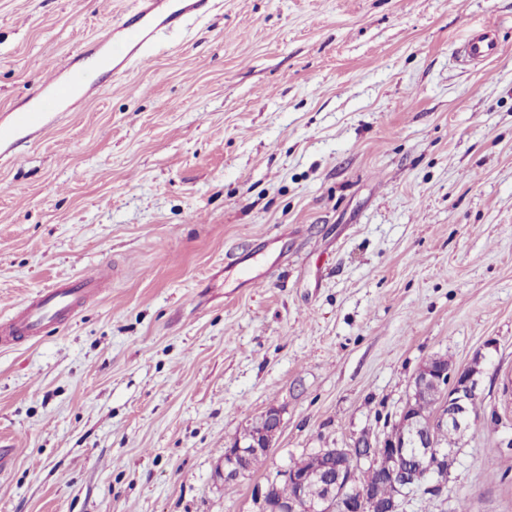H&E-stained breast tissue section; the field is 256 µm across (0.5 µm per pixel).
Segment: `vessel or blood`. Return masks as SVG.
Here are the masks:
<instances>
[{"label": "vessel or blood", "mask_w": 512, "mask_h": 512, "mask_svg": "<svg viewBox=\"0 0 512 512\" xmlns=\"http://www.w3.org/2000/svg\"><path fill=\"white\" fill-rule=\"evenodd\" d=\"M214 0H135L111 28L86 42L63 68H53L50 78L39 84L27 100L0 114V144L13 146L17 134L34 136L49 124L52 114L67 110L79 93H91L84 62L94 58L106 75H124L132 64L144 62L157 42L179 30L191 19L208 13ZM466 54L473 59L491 57L497 52L488 33L471 35L464 43ZM99 276L92 275L71 286H54L33 298L16 318L0 328L5 338H37L52 324L60 325L74 316Z\"/></svg>", "instance_id": "1"}]
</instances>
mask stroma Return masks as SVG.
Instances as JSON below:
<instances>
[{
    "label": "stroma",
    "mask_w": 512,
    "mask_h": 512,
    "mask_svg": "<svg viewBox=\"0 0 512 512\" xmlns=\"http://www.w3.org/2000/svg\"><path fill=\"white\" fill-rule=\"evenodd\" d=\"M131 3L0 0V113ZM88 272L0 342V512H257L434 356L480 364L478 418L403 512H512V0H221L0 161V320ZM464 50L470 58L484 59L497 53V44L487 32H481L466 39ZM99 282L100 275L96 274L72 283L71 287L46 288L11 323L2 327L1 333L5 339L40 337L49 325H60L73 317L82 300L97 289L87 287L98 286ZM282 412L278 407H269L262 416L250 423L248 431L224 451V482L238 479L251 470L252 460L260 454L266 455L282 428Z\"/></svg>",
    "instance_id": "35a3bbf8"
}]
</instances>
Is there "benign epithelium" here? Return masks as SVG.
<instances>
[{"label": "benign epithelium", "instance_id": "benign-epithelium-1", "mask_svg": "<svg viewBox=\"0 0 512 512\" xmlns=\"http://www.w3.org/2000/svg\"><path fill=\"white\" fill-rule=\"evenodd\" d=\"M477 367L456 369L443 357L423 362L412 378L407 398L383 436L361 433L350 448H321L313 453L319 463L289 466L277 478L255 489L259 512H401L404 498L418 489L437 491L448 478L454 449L440 447L444 429L465 433L476 420L472 402L478 397ZM431 401V411L420 404ZM282 412L269 407L250 423L248 431L224 451V482L251 470L254 457L267 454L282 428ZM379 468L395 489L392 499L380 505L376 488L360 474ZM285 480L297 489L288 499L271 491Z\"/></svg>", "mask_w": 512, "mask_h": 512}]
</instances>
